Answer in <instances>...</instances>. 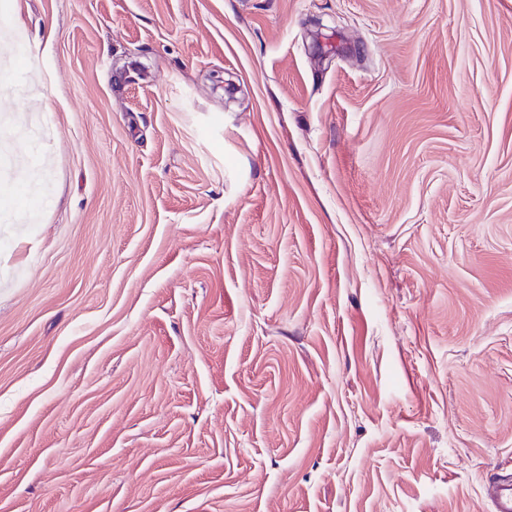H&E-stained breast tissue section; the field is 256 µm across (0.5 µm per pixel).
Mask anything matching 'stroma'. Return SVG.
I'll list each match as a JSON object with an SVG mask.
<instances>
[{"label":"stroma","mask_w":512,"mask_h":512,"mask_svg":"<svg viewBox=\"0 0 512 512\" xmlns=\"http://www.w3.org/2000/svg\"><path fill=\"white\" fill-rule=\"evenodd\" d=\"M504 472L512 0H0V512Z\"/></svg>","instance_id":"1"}]
</instances>
